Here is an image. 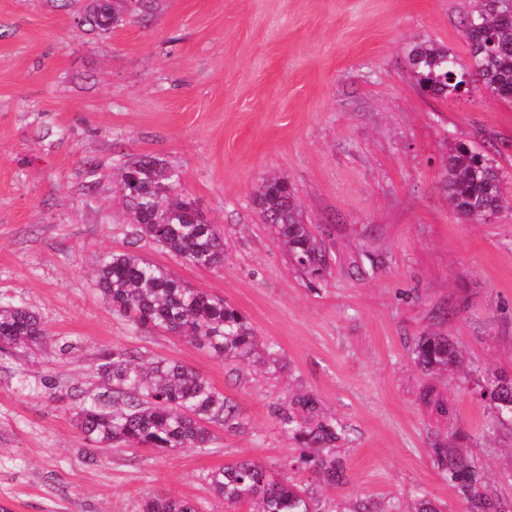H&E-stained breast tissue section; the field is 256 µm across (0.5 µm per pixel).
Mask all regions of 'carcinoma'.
Instances as JSON below:
<instances>
[{
  "label": "carcinoma",
  "instance_id": "cac0c4a2",
  "mask_svg": "<svg viewBox=\"0 0 512 512\" xmlns=\"http://www.w3.org/2000/svg\"><path fill=\"white\" fill-rule=\"evenodd\" d=\"M122 21V12L109 0H98L82 24L107 32ZM464 29L471 67H462L443 47L417 44L408 63L418 84L450 100L458 98L462 89L467 94L483 92L512 100V0H474ZM119 186L131 215L133 242L151 240L193 266H224L223 232L219 225L206 222L179 193L180 172L166 159L145 155L128 160L120 170ZM446 189L463 221H484L506 202L500 169L464 143L449 149ZM253 202L293 262L308 273L319 272L324 250L288 183L263 180ZM96 285L113 311L139 327L180 336L222 360L248 356L254 349L253 327L239 310L190 287L134 250L104 258ZM46 338L45 325L35 311L0 299L1 354L10 355ZM415 355L427 371H446L459 363V353L448 338L435 334L420 338ZM98 374L103 381L98 391L72 390L79 401L77 427L93 443L165 453L210 447L213 424L232 431L245 428L236 407L207 378L178 361L160 358L147 365L140 357L114 348L102 355ZM491 394L499 410L512 414L511 386H500ZM319 405L311 393L285 397L274 406V415L285 434L301 447L285 466L334 482L343 471L336 460L342 427L320 418ZM437 457L439 466L460 480L459 490L470 512H493V503L480 491L482 476L476 464L456 458L446 448L437 449ZM205 481L224 500L226 512H324L310 485L283 477L259 460L218 467L205 475ZM142 512L200 510L189 499L153 495Z\"/></svg>",
  "mask_w": 512,
  "mask_h": 512
}]
</instances>
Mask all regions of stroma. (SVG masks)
<instances>
[{"mask_svg": "<svg viewBox=\"0 0 512 512\" xmlns=\"http://www.w3.org/2000/svg\"><path fill=\"white\" fill-rule=\"evenodd\" d=\"M93 0H0V297L71 338L0 356V512H141L146 497L224 512L206 474L297 454L273 403L304 392L346 427L344 476L314 484L324 512L373 500L416 512L421 496L468 512L438 448L476 463L496 512H512V208L462 222L445 189L449 148L492 158L512 193V100L451 101L419 87L418 44L470 61L472 0H158L150 21L79 27ZM140 155L179 168L185 195L224 232V265L138 252L241 311L261 354L220 360L112 310L95 271L128 250L117 187ZM288 181L329 249L309 280L253 206ZM447 336L462 364L428 372L420 337ZM184 363L236 405L244 431L154 454L92 447L73 386L93 391L113 348Z\"/></svg>", "mask_w": 512, "mask_h": 512, "instance_id": "obj_1", "label": "stroma"}]
</instances>
